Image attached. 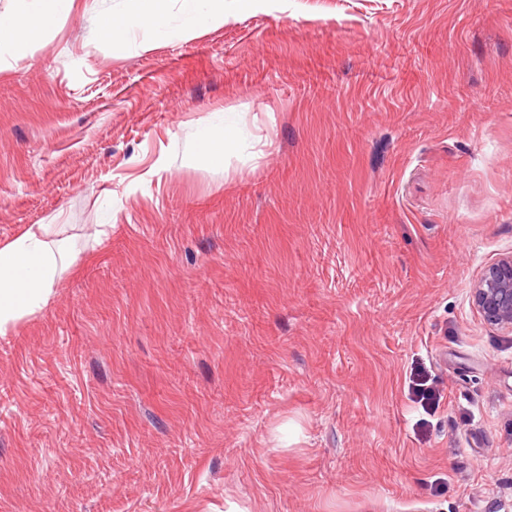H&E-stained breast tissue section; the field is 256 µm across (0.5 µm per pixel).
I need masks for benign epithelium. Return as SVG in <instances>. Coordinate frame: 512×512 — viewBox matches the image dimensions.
<instances>
[{
	"instance_id": "benign-epithelium-1",
	"label": "benign epithelium",
	"mask_w": 512,
	"mask_h": 512,
	"mask_svg": "<svg viewBox=\"0 0 512 512\" xmlns=\"http://www.w3.org/2000/svg\"><path fill=\"white\" fill-rule=\"evenodd\" d=\"M474 295L487 322L512 328V256L485 271Z\"/></svg>"
}]
</instances>
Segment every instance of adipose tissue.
<instances>
[{"label": "adipose tissue", "instance_id": "adipose-tissue-1", "mask_svg": "<svg viewBox=\"0 0 512 512\" xmlns=\"http://www.w3.org/2000/svg\"><path fill=\"white\" fill-rule=\"evenodd\" d=\"M74 0H12L0 13V68L22 58L30 43L73 9ZM123 22L110 28L113 39L142 28L156 38L169 39L203 29L223 18L224 0H123ZM232 121L216 113L197 128L198 157L223 162L232 145ZM76 256L57 239L54 224H32L11 242L0 246V335L18 320L45 308L60 287Z\"/></svg>", "mask_w": 512, "mask_h": 512}]
</instances>
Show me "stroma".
<instances>
[{
    "mask_svg": "<svg viewBox=\"0 0 512 512\" xmlns=\"http://www.w3.org/2000/svg\"><path fill=\"white\" fill-rule=\"evenodd\" d=\"M89 5L0 71V245L77 253L0 335V512H512V0ZM169 3L177 5L173 12ZM123 22L107 32L112 40L123 39L130 30L142 28L156 38L167 40L203 29L216 19H224V0H123ZM235 128L223 113L204 119L197 128L196 153L203 159L223 163L224 147L234 144ZM484 319L512 329V256L489 267L474 288Z\"/></svg>",
    "mask_w": 512,
    "mask_h": 512,
    "instance_id": "stroma-1",
    "label": "stroma"
}]
</instances>
